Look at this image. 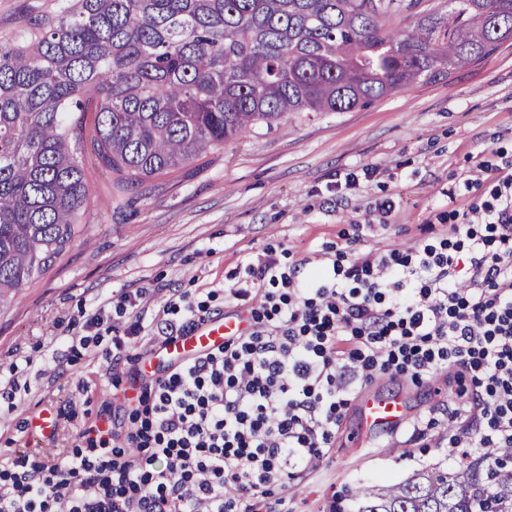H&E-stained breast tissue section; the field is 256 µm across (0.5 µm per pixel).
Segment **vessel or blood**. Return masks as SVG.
<instances>
[{
    "instance_id": "1",
    "label": "vessel or blood",
    "mask_w": 512,
    "mask_h": 512,
    "mask_svg": "<svg viewBox=\"0 0 512 512\" xmlns=\"http://www.w3.org/2000/svg\"><path fill=\"white\" fill-rule=\"evenodd\" d=\"M243 327L239 317L231 315L201 322L191 332L176 336L167 343L164 360H141L139 370L145 375L160 376L164 363L181 361L218 348L229 337L238 335ZM356 414L357 434L365 437L403 424L409 417V407L401 394L378 395L365 392L356 401Z\"/></svg>"
}]
</instances>
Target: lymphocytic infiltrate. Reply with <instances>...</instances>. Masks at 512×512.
Returning <instances> with one entry per match:
<instances>
[{
    "mask_svg": "<svg viewBox=\"0 0 512 512\" xmlns=\"http://www.w3.org/2000/svg\"><path fill=\"white\" fill-rule=\"evenodd\" d=\"M472 184L482 195L412 246L247 264L233 292L247 330L142 382L105 425L76 430L64 457L17 453L0 466V512H257L289 470L319 464L353 382L377 375H470L449 447L511 448L512 163L478 162ZM154 295H120L69 340L72 355L103 362L113 389L137 373L139 317ZM209 316L207 301L175 290L157 333L166 342Z\"/></svg>",
    "mask_w": 512,
    "mask_h": 512,
    "instance_id": "obj_1",
    "label": "lymphocytic infiltrate"
}]
</instances>
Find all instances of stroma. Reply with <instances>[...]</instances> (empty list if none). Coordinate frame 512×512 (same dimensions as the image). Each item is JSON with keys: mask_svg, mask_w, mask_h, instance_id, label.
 Listing matches in <instances>:
<instances>
[{"mask_svg": "<svg viewBox=\"0 0 512 512\" xmlns=\"http://www.w3.org/2000/svg\"><path fill=\"white\" fill-rule=\"evenodd\" d=\"M62 0H0V41H11ZM512 162V45L457 70L450 79L417 85L350 112H294L274 128H258L207 153L174 174L113 195L104 169L88 175L93 206L85 232L37 280L0 298V377L17 376L25 405L0 402V462L25 448L22 419L63 408L87 384L91 412L112 399V384L93 359L46 370L51 355L66 357V337L85 335L84 315L102 301L147 286L223 291L241 265L281 247L315 256L329 243L347 248L346 234L364 225L365 248L385 250L423 238L424 224L477 197L470 170L487 153ZM376 168L350 188L349 172ZM394 209L381 219L376 203ZM453 374L420 383L383 377L357 392H404L420 432H383L366 447L349 437L353 415L336 430V446L312 471H291L275 497L286 512H329L358 482L406 479L414 470L458 468L460 449L448 445V407L456 403Z\"/></svg>", "mask_w": 512, "mask_h": 512, "instance_id": "stroma-1", "label": "stroma"}]
</instances>
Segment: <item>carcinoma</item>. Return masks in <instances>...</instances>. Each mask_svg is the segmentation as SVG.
<instances>
[{"mask_svg":"<svg viewBox=\"0 0 512 512\" xmlns=\"http://www.w3.org/2000/svg\"><path fill=\"white\" fill-rule=\"evenodd\" d=\"M64 0L0 42V296L124 191L290 112H350L512 43V0ZM407 22L392 28L391 21ZM91 127H86L88 113ZM354 512H512V448L351 491Z\"/></svg>","mask_w":512,"mask_h":512,"instance_id":"cac0c4a2","label":"carcinoma"}]
</instances>
